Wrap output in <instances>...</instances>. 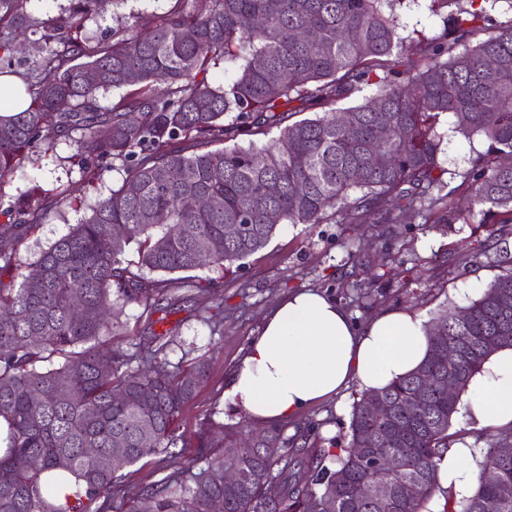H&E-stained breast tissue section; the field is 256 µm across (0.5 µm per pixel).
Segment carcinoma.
Masks as SVG:
<instances>
[{
    "label": "carcinoma",
    "mask_w": 512,
    "mask_h": 512,
    "mask_svg": "<svg viewBox=\"0 0 512 512\" xmlns=\"http://www.w3.org/2000/svg\"><path fill=\"white\" fill-rule=\"evenodd\" d=\"M489 1L497 2L430 0L433 13H446L443 31L405 36L394 0H168L163 12L120 19L112 39L99 40L86 34L87 21L120 0H68L46 19L28 12L30 0H0V75L18 74L29 95L25 110L0 114V218L42 224L46 201L79 202L70 184L33 182L13 199L3 191L26 177L25 162L75 131L80 176L104 164L122 174L89 216L39 253L18 287L0 283L9 448L0 456V512H90L111 498L122 468L175 447L181 408L207 380L205 360L131 373L125 350L94 345L112 335L115 297L144 307L150 358L165 353L170 336L151 316L171 284L144 272L231 265L264 248L281 224H392L393 236L440 204L436 222H454L459 187L443 181L439 161L448 114L453 133L486 145L462 175L467 218L501 231L512 225V169L502 167L512 157V21L494 22ZM31 38L45 48L19 56L17 45ZM220 63L236 67L223 86L208 77ZM367 86L372 95L338 107ZM114 89L124 93L101 106L99 96ZM227 224L245 233L226 240ZM132 242L136 273L122 266ZM507 263L465 320L452 309L436 318L415 371L362 395L342 452L309 442L310 428L289 437L273 428L260 441L226 434L208 469L143 492L141 512H210L218 499L224 512H426L462 393L492 354L512 349ZM450 342L464 354L435 359ZM423 374L452 376L454 397L438 384L419 393ZM419 394L426 409L411 414ZM375 396L378 416L366 408ZM480 467L475 491L448 512H512V497L499 498L484 478L493 471L512 484V456L492 446ZM228 469L243 482L224 483ZM52 472L81 481L63 504L42 480ZM408 483L416 493L406 498ZM381 485L384 498L374 493Z\"/></svg>",
    "instance_id": "1"
}]
</instances>
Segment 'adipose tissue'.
Returning <instances> with one entry per match:
<instances>
[{
    "label": "adipose tissue",
    "mask_w": 512,
    "mask_h": 512,
    "mask_svg": "<svg viewBox=\"0 0 512 512\" xmlns=\"http://www.w3.org/2000/svg\"><path fill=\"white\" fill-rule=\"evenodd\" d=\"M428 352L421 313L392 309L359 329L332 297L299 292L265 317L226 381L224 400L257 423L289 421L350 384L383 389L417 369ZM467 391L461 422L512 425V350L490 356ZM478 457L476 449L455 442L437 458L441 497L470 495Z\"/></svg>",
    "instance_id": "obj_1"
}]
</instances>
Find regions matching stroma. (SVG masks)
I'll return each instance as SVG.
<instances>
[{
	"label": "stroma",
	"mask_w": 512,
	"mask_h": 512,
	"mask_svg": "<svg viewBox=\"0 0 512 512\" xmlns=\"http://www.w3.org/2000/svg\"><path fill=\"white\" fill-rule=\"evenodd\" d=\"M483 144L451 134L443 143L440 163L452 173V185ZM74 147L59 140L53 151L27 165V172L42 183L72 182L84 205L73 210L62 207L61 219L47 224L12 228L0 222V248L11 252L13 262L0 269V283L19 284L39 252L66 234L71 224L87 216L97 198L106 196L120 181L118 172L106 169L92 183L82 181L70 157ZM384 224H366L353 229L346 224H285L269 244L230 269L206 267L184 273L178 286L191 300L184 306L161 311L160 330L171 333L165 358L170 365L205 358L208 378L196 397L186 404L177 421V445L172 457H148L121 469L114 501L123 512H133L142 491L174 478L205 469L216 449L200 447L198 436L204 425L224 427L245 434L261 432V425L247 421L224 402V385L231 371L244 357L250 339L258 332L265 315L288 295L317 290L332 296L357 325L400 306L433 319L442 310L466 307L470 301L505 272L500 261L512 255V231L489 240L485 225L456 220L434 223L421 214L402 226L393 243H386ZM372 267L375 296L358 301L353 283L354 267ZM135 304L116 303L117 327L103 337L101 350L119 346L131 353L130 370L148 362L140 348L145 319ZM362 393L350 385L340 395L305 410L292 421L282 422L285 435L297 427L315 423L323 442L346 447L350 436L352 407Z\"/></svg>",
	"instance_id": "35a3bbf8"
}]
</instances>
